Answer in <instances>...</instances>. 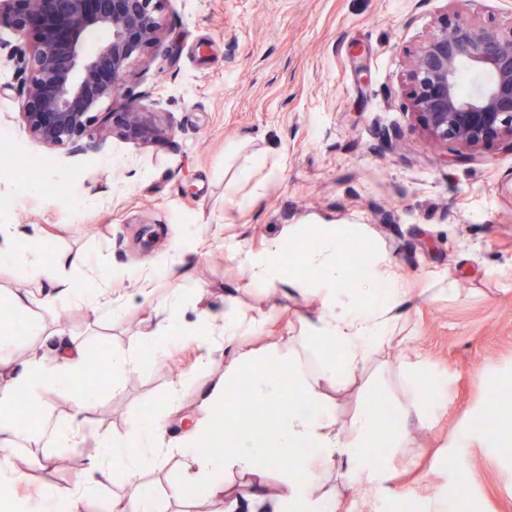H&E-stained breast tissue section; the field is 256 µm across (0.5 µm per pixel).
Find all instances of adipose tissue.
Wrapping results in <instances>:
<instances>
[{"mask_svg":"<svg viewBox=\"0 0 512 512\" xmlns=\"http://www.w3.org/2000/svg\"><path fill=\"white\" fill-rule=\"evenodd\" d=\"M344 224L322 225L301 255V262L321 273L331 294L324 299L322 313L311 324L313 339L326 352L343 356L348 371H355L374 354L387 352L399 344L397 335L398 309L406 299V290L394 274L387 254L380 249L369 253L362 276L346 285L347 266L341 255L347 248ZM47 283L48 290L41 301H34L26 292L13 293L8 306L11 311L28 313L33 303L48 307L73 294L75 283L65 273L67 259L54 255L44 261L41 251L33 250L22 256ZM87 352L75 340H60L53 357L31 352L21 372L7 390L0 391V434L23 437L24 431L12 418L15 395L40 399L49 384L69 389L84 375ZM280 364L292 376L290 389L258 367L255 358L245 354L234 356L226 365L223 383L211 386L200 405L201 414L184 436L176 452L186 461L176 496L183 498H226L227 490L220 475L225 468L263 478L272 469H280L286 456H296L301 466L296 470H280V486L274 495L256 496L250 512H335L334 501L314 495L315 477L319 471L345 465L353 474L352 488L357 492L372 487L378 475L372 468L368 445L380 437V420L373 408H366L354 422L355 434L342 437L335 416L320 406V392L289 357H280ZM249 381L253 392L262 401L288 396L287 413H271L240 427L235 418L224 420V451L215 454L206 443L213 433L212 413L226 403L234 385ZM162 421L140 426L115 441L108 459H92L78 475L74 487L57 490L49 495L31 498L22 496L20 489L29 480L26 471L0 463V504L13 512H82L85 501L96 488L119 471H139L157 468L166 450L161 442Z\"/></svg>","mask_w":512,"mask_h":512,"instance_id":"obj_1","label":"adipose tissue"}]
</instances>
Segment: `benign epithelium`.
Listing matches in <instances>:
<instances>
[{"instance_id":"obj_1","label":"benign epithelium","mask_w":512,"mask_h":512,"mask_svg":"<svg viewBox=\"0 0 512 512\" xmlns=\"http://www.w3.org/2000/svg\"><path fill=\"white\" fill-rule=\"evenodd\" d=\"M159 0H0V27L35 31L15 56L30 74L20 114L49 148L97 154L111 137L147 143L162 133L158 112L126 98L119 112H95L101 100L122 96L129 60L145 52L162 28ZM106 41L86 50L88 36ZM480 82L459 92L461 75ZM405 97L420 135L451 162L478 159L491 140L512 148V26L448 19L409 54Z\"/></svg>"}]
</instances>
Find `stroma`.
I'll use <instances>...</instances> for the list:
<instances>
[{
	"instance_id": "35a3bbf8",
	"label": "stroma",
	"mask_w": 512,
	"mask_h": 512,
	"mask_svg": "<svg viewBox=\"0 0 512 512\" xmlns=\"http://www.w3.org/2000/svg\"><path fill=\"white\" fill-rule=\"evenodd\" d=\"M163 30L130 60L124 87L163 115L160 140L109 139L102 152L47 149L19 114L26 75L12 57L29 37L0 27V131L16 156L53 155L33 177L0 164V225L37 224L50 249L87 282L78 296L37 308L45 332L65 327L88 354H140L169 309L183 329L221 318L226 301L258 330L238 348L260 363L293 358L319 384L321 405L344 435L363 401L380 404L386 431L374 490L379 512H399L414 490L419 512H512V150L498 142L483 161L442 162L408 114V50L449 17L512 24V0H160ZM295 224L367 226L410 288L400 309L405 342L332 383L309 322L318 271L257 285L245 255ZM150 281L140 288L139 279ZM111 286L119 313L92 317L86 301ZM177 342L113 384L102 368L92 403L48 387L32 422L38 441L1 454L35 489L73 486L89 459L139 423L166 415L164 439H181L207 388L224 379V331ZM53 341L0 332V389L33 346ZM442 385L433 413L412 409L417 378ZM403 426L408 441L392 429ZM78 428L85 447L55 450L56 428ZM185 463L171 454L137 477L118 474L84 512H109L132 483L156 512H225L220 499H180Z\"/></svg>"
}]
</instances>
